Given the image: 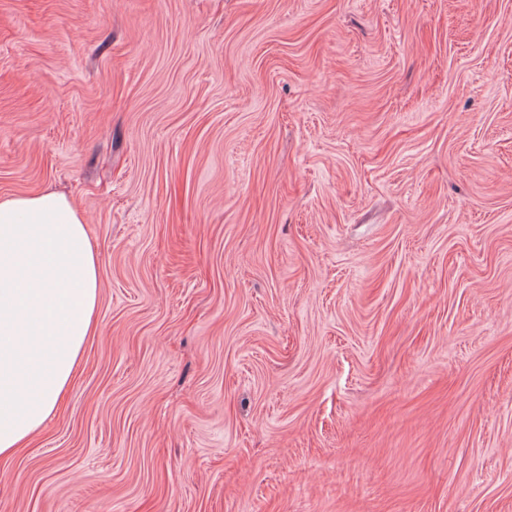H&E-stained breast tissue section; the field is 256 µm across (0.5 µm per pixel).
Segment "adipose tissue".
I'll use <instances>...</instances> for the list:
<instances>
[{"instance_id":"obj_1","label":"adipose tissue","mask_w":512,"mask_h":512,"mask_svg":"<svg viewBox=\"0 0 512 512\" xmlns=\"http://www.w3.org/2000/svg\"><path fill=\"white\" fill-rule=\"evenodd\" d=\"M99 261L63 194L0 197V458L56 412L97 330Z\"/></svg>"}]
</instances>
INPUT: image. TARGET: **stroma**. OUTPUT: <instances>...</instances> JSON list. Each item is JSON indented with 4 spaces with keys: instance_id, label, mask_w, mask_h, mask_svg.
Masks as SVG:
<instances>
[{
    "instance_id": "35a3bbf8",
    "label": "stroma",
    "mask_w": 512,
    "mask_h": 512,
    "mask_svg": "<svg viewBox=\"0 0 512 512\" xmlns=\"http://www.w3.org/2000/svg\"><path fill=\"white\" fill-rule=\"evenodd\" d=\"M98 327L0 512H512V0H0V196Z\"/></svg>"
}]
</instances>
